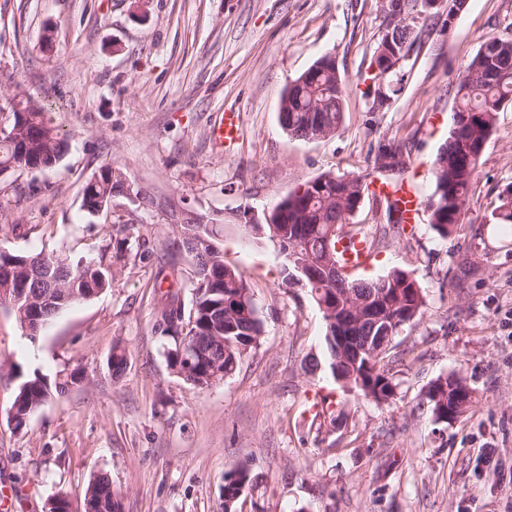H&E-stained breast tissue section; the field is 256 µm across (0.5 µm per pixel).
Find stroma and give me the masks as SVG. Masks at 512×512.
<instances>
[{
  "label": "stroma",
  "mask_w": 512,
  "mask_h": 512,
  "mask_svg": "<svg viewBox=\"0 0 512 512\" xmlns=\"http://www.w3.org/2000/svg\"><path fill=\"white\" fill-rule=\"evenodd\" d=\"M387 21L379 0H0V108L22 93L44 105L68 147L50 170L0 176V247L80 255L103 231L160 244L166 212L114 199L96 216L83 189L114 162L135 186L224 221L228 264L243 270L264 323L232 376L196 386L168 366L153 324L158 266L126 252L109 290L28 336L0 307V512H48L67 494L84 512L96 474L122 512H224L227 474L253 483L237 512H512V233L491 212L512 185V106L482 154L460 235L420 218L384 232V206L364 200L355 223L375 240L362 279L401 268L425 289L427 309L394 341L396 389L376 403L336 382L320 357L325 323L310 291L283 281L277 247L246 229L257 214L324 172L367 174L380 139L410 143L405 174L420 200L453 123L448 84L484 37H512V0H467L453 27L413 46L390 108L369 109L373 52ZM345 77V120L319 140H297L278 120L288 84L322 56ZM240 135L221 148L224 113ZM473 273L460 279L459 255ZM125 350L113 377L108 359ZM83 383L48 401L22 429L9 408L21 376ZM453 373L474 391L455 422H434L424 392ZM240 130L239 116L235 112L224 113V117L213 126L211 137L220 146L233 143L238 139Z\"/></svg>",
  "instance_id": "stroma-1"
}]
</instances>
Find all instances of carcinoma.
Segmentation results:
<instances>
[{
    "mask_svg": "<svg viewBox=\"0 0 512 512\" xmlns=\"http://www.w3.org/2000/svg\"><path fill=\"white\" fill-rule=\"evenodd\" d=\"M403 11L409 23L403 26L398 38L402 45L413 47L428 32V21L451 16L455 0H444V5L426 10V0H393ZM330 65L326 57L317 59L307 70L294 79L281 97L279 123L288 133L302 140L312 139L316 133L326 131L334 135L344 121L347 83L336 73L334 84L323 75ZM337 68V65L330 66ZM491 70V78L455 79V110L448 141L436 155L432 164L435 190L427 202L429 224L442 238L460 232L470 198L478 179V166L484 147L491 137L499 112L512 104V38L489 37L464 66L463 71ZM26 112L22 126L32 147L23 149L14 139L0 134V166L13 165V169H49L57 165L65 151V141L59 129L47 118L44 109L29 97L21 98ZM367 176L351 173H323L288 193L263 216L265 234L273 239L277 233L303 246L314 256L329 260L338 273L334 284L336 305L351 308L358 301L370 297H383L387 305L382 321H366L344 334L354 337L362 347L370 344L372 352L356 356L339 352V344L329 334L334 326H325L323 359L333 377L343 385L354 388L365 397L386 402L394 395L392 369L389 367L392 341L400 329L420 323L426 310L423 286L416 279H407L408 271L394 269L372 280L349 278L339 261L338 244L343 237L359 235L351 227V219L361 207L368 191ZM125 197L137 207L165 209V203L147 197L133 188L127 174L116 163L106 164L86 183L83 207L91 215L109 210L112 201ZM386 223L399 228L406 223L405 209L399 198L385 197ZM497 224H512V189L500 198L492 211ZM224 232L222 224H177L175 237L164 249L165 259L159 263L157 277L162 287L168 282L167 303L158 311L154 331L171 341L166 357L170 369L181 374L186 362L179 357L178 327L195 322L198 335L189 339L200 349L210 351L211 357L224 367V376L232 375L243 356L256 346L263 333L254 294L243 271L224 262V252L218 244ZM200 244L201 252L192 256L195 278L192 281L190 306H185L173 287L181 285L183 268L179 256L188 253L190 239ZM128 238L107 242L95 252L84 255H20L0 249V268L29 271L24 297L40 301L29 312L37 325L29 330L34 334L49 324L65 309L85 302L87 293H103L112 287L116 262L125 256ZM453 375L438 377L425 392L433 419L438 421L448 411L434 401L433 392L442 389ZM84 375L72 372L62 380L49 382L38 372L24 378L17 386L11 408L29 416L41 409L49 400L60 396L69 387L79 384ZM251 482L247 470L237 468L224 484V510L234 512L235 503H227L237 484ZM84 495L91 496L100 512H120L118 493L112 483L102 475H95L87 484Z\"/></svg>",
    "mask_w": 512,
    "mask_h": 512,
    "instance_id": "carcinoma-1",
    "label": "carcinoma"
}]
</instances>
